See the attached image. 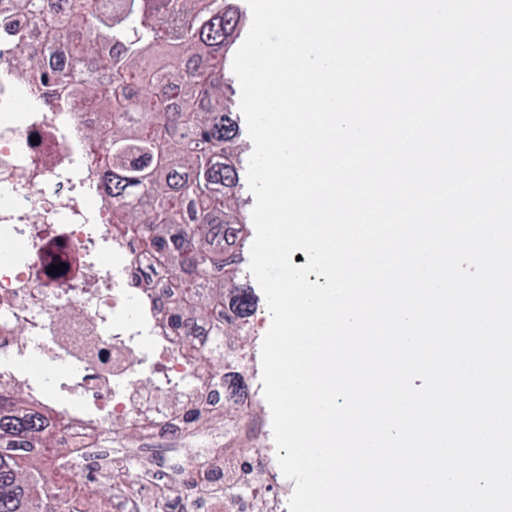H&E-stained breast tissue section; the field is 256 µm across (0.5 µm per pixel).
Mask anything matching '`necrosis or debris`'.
<instances>
[{
	"label": "necrosis or debris",
	"mask_w": 512,
	"mask_h": 512,
	"mask_svg": "<svg viewBox=\"0 0 512 512\" xmlns=\"http://www.w3.org/2000/svg\"><path fill=\"white\" fill-rule=\"evenodd\" d=\"M15 25L43 69L68 68L66 40L25 18ZM34 97L1 37L0 244L10 251L0 256V390H23L55 441L29 451L47 477L45 512H283L288 489L266 450H238L245 424L204 433L192 422L254 405L247 363L214 373L185 357L160 314L178 288L113 236L107 199L87 203L101 190L103 112ZM118 420L135 436L120 448Z\"/></svg>",
	"instance_id": "1"
}]
</instances>
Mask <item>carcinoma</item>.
I'll use <instances>...</instances> for the list:
<instances>
[{
    "label": "carcinoma",
    "instance_id": "obj_1",
    "mask_svg": "<svg viewBox=\"0 0 512 512\" xmlns=\"http://www.w3.org/2000/svg\"><path fill=\"white\" fill-rule=\"evenodd\" d=\"M15 8L77 46L70 68L41 80L64 88L82 77L86 98L112 114L98 136L103 193L116 231L159 261L180 288L163 320L194 356L190 325L214 321V335L243 333L252 312L237 284L248 239L237 196L243 148L234 112L233 48L246 34L235 0H12ZM22 72L35 66L23 35L13 36ZM222 271L218 280L210 279ZM237 318L221 319L227 302ZM25 406L0 393V512H40L47 490L26 449L47 447Z\"/></svg>",
    "mask_w": 512,
    "mask_h": 512
}]
</instances>
